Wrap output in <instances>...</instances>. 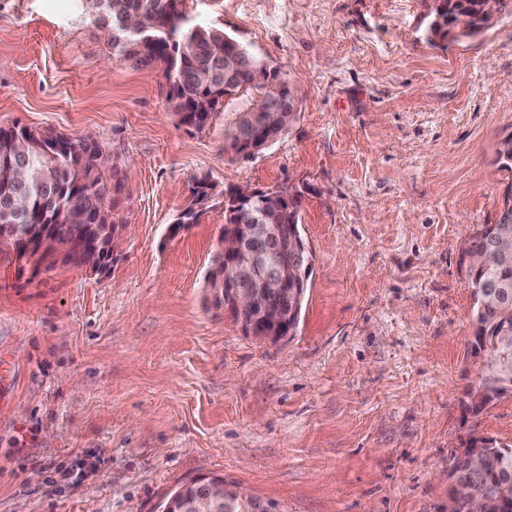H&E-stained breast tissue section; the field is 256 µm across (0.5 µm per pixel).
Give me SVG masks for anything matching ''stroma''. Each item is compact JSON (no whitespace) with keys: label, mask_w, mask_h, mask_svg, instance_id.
<instances>
[{"label":"stroma","mask_w":512,"mask_h":512,"mask_svg":"<svg viewBox=\"0 0 512 512\" xmlns=\"http://www.w3.org/2000/svg\"><path fill=\"white\" fill-rule=\"evenodd\" d=\"M72 0H0V126L90 134L128 179L102 272L0 244V512H162L220 475L274 512H448L469 430L512 443V395L465 418L464 255L512 172V14L447 46L434 0H178L303 90L249 159L224 122L188 131L158 68L118 60ZM215 196L176 229L195 179ZM299 194L313 254L294 336L246 334L213 305L224 196Z\"/></svg>","instance_id":"35a3bbf8"}]
</instances>
